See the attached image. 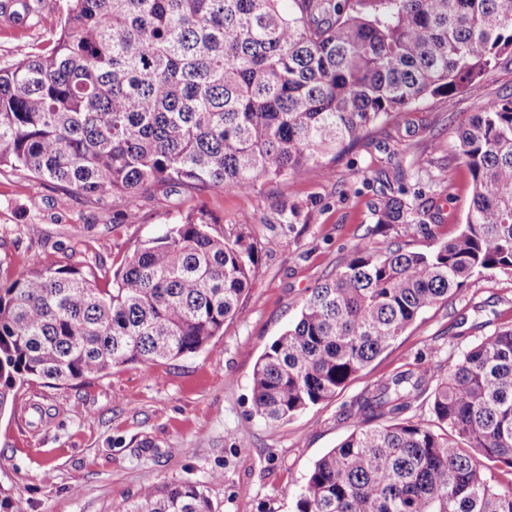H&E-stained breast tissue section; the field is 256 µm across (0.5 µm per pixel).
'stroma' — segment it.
<instances>
[{"label": "stroma", "instance_id": "35a3bbf8", "mask_svg": "<svg viewBox=\"0 0 512 512\" xmlns=\"http://www.w3.org/2000/svg\"><path fill=\"white\" fill-rule=\"evenodd\" d=\"M66 0H40L32 20L0 18V68L44 53ZM512 97V60L466 83L454 103L436 96L379 122L325 167L309 166L239 194L158 185L140 195V220L118 207L0 168V254L32 270L81 263L116 270L144 242L188 214L225 232L242 215L258 264L241 314L204 349L132 365L56 388L24 385L0 414V493L12 512H122L147 487L199 485L214 512H296L316 460L355 428L354 406L375 381L416 367H447L500 323L512 321V275L472 277L425 312L335 398L280 423L251 416L252 380L268 346L313 288L357 244L425 250L457 235L472 176L457 128ZM413 207L405 224L377 218L393 190Z\"/></svg>", "mask_w": 512, "mask_h": 512}]
</instances>
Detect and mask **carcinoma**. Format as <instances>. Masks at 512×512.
Listing matches in <instances>:
<instances>
[{"mask_svg": "<svg viewBox=\"0 0 512 512\" xmlns=\"http://www.w3.org/2000/svg\"><path fill=\"white\" fill-rule=\"evenodd\" d=\"M512 56L509 0H67L49 52L0 68V165L139 220L156 183L245 193L337 155L377 122ZM473 192L460 232L426 251L363 245L314 288L253 375L280 422L336 397L475 275H512V98L457 131ZM392 196L380 224L408 222ZM189 215L113 276L75 266L0 278V413L57 386L204 349L241 313L258 262ZM430 420L403 418L422 397ZM356 428L312 467L296 512H512V322L439 376L378 381ZM124 512H214L195 484L146 488Z\"/></svg>", "mask_w": 512, "mask_h": 512, "instance_id": "1", "label": "carcinoma"}]
</instances>
